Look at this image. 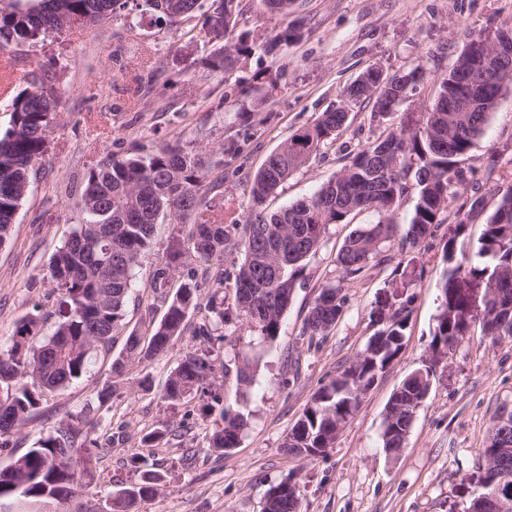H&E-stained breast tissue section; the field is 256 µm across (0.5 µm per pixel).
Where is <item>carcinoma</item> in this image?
I'll list each match as a JSON object with an SVG mask.
<instances>
[{
	"label": "carcinoma",
	"mask_w": 512,
	"mask_h": 512,
	"mask_svg": "<svg viewBox=\"0 0 512 512\" xmlns=\"http://www.w3.org/2000/svg\"><path fill=\"white\" fill-rule=\"evenodd\" d=\"M148 2L159 18L172 24L191 21L200 8L199 0ZM214 2L213 13L203 27L204 38L213 44V50L200 60L207 76L226 74L257 52L273 55L298 38L297 28L288 25L266 41L247 31L226 41L225 35L238 24L241 0ZM127 5L128 0H10L7 8H0V51L12 45H33L51 33L68 30L71 21L95 24ZM463 69L474 85L467 95L457 89L458 70L450 68L418 126L390 130L356 152L313 196L270 217L259 207L314 153L336 139L349 119L345 107L322 113L313 125L296 131L267 156L252 179L256 209L242 224H226L220 216L204 210L210 154L203 149L164 144L146 155L111 156L91 169L78 203L81 220L51 260V276L59 290L54 331L41 335V318L31 314L17 326L10 348L0 353V447H8L10 437L26 424L43 396L80 378L94 352L109 346L112 336L125 327L134 269L161 219L181 224L186 216H195L186 236L173 246L175 258L182 255L183 243L206 256L222 255L233 248L243 252L235 274L233 306L262 342L279 335L298 275L305 260L320 249L327 225L345 224L352 214L368 209L378 215L377 223L355 231L338 251L337 264L349 279L363 275L371 263L383 262L381 254L392 242L395 216L406 197H412L414 205L408 228L398 240L399 250L414 248L434 236L466 183L465 171L459 166L461 158L473 148L499 99L512 89V69L492 87L479 83V63L468 60ZM423 77L418 66L392 76H383L379 67L370 66L344 88L343 96L351 102L373 101V118L384 120ZM57 81L54 65H42L29 86L11 98L10 125L0 134L1 241L8 237L28 192L33 163L48 151L47 130L61 102ZM276 83L277 78L270 74L258 75L248 91L255 94L256 104L262 105ZM496 195V206L473 249L448 240L450 267L441 280L442 304L431 340L433 348L440 343L453 347L458 337L477 327L493 342L512 338V187L499 189ZM484 210V195H472L454 212L458 230H464L470 219ZM171 269V263H164L155 270L150 284L164 307L162 318L146 340L135 330L128 334L123 351L113 360L116 376H122L130 363L140 364L168 352L183 335L189 314L200 307L198 285L191 280L182 282L173 296L165 293ZM473 283L493 289L481 313L463 292ZM225 299L218 290L210 297L207 317L193 332L199 348L180 359L164 386L163 399L169 404L209 398L211 402L201 410L205 414L215 410L217 396L207 394V387L214 385L217 360L210 344L214 327L224 325L228 317ZM346 303L341 287L321 288L308 311L303 333L326 335ZM407 318L408 306L404 305L354 361L315 392L283 442L287 451L314 448L321 455L332 447L336 418L353 416L375 369L399 356ZM256 369L254 360L239 362V397L247 396ZM429 392L428 384L413 372L393 393L380 434L385 452L396 454L404 447L412 417ZM219 416L222 425L214 429L210 447L225 453L239 445L246 420L240 414L229 415L226 409ZM502 416L500 409L493 418L479 453L482 460L502 445H512V435L497 428ZM80 434L81 429L68 425L40 437L36 446L0 470V497L17 495L38 502L72 496L92 477L91 459L77 456V447H85L76 444ZM171 435L172 429L163 426L145 434L142 442L156 447ZM130 467L139 471V480L121 489L114 512H133L138 502L160 490L161 475L144 468L139 457H131ZM485 479L493 488L504 485L502 494L511 498L512 460L501 471L485 470ZM301 503V488L281 482L268 490L263 512H301Z\"/></svg>",
	"instance_id": "1"
}]
</instances>
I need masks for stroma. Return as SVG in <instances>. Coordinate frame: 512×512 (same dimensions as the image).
I'll return each instance as SVG.
<instances>
[{
    "instance_id": "obj_1",
    "label": "stroma",
    "mask_w": 512,
    "mask_h": 512,
    "mask_svg": "<svg viewBox=\"0 0 512 512\" xmlns=\"http://www.w3.org/2000/svg\"><path fill=\"white\" fill-rule=\"evenodd\" d=\"M241 6L239 30L269 38L291 24L300 27V40L276 55L246 58L224 76L203 78L195 65L209 47L200 21L172 26L159 21L143 0H133L98 25L20 47L24 68L0 81L22 89L47 55L56 54L61 107L48 130L49 150L35 162L11 235L0 245V351L32 311L40 312L43 333L53 330L58 294L49 273L51 258L79 221L88 171L107 157L175 142L210 147L214 172L206 202L214 212L242 220L253 207L251 182L265 158L322 112L345 104L344 87L363 70L375 65L392 75L423 69L417 92L386 121L373 119L371 102L347 104L348 123L332 146L311 156L266 200L265 212L274 213L312 196L387 127L415 124L471 36L495 37L512 21V0H294L285 17L270 13L263 0H242ZM259 71L281 77L273 97L244 121L239 114L247 101L241 88ZM461 165L475 180L490 176L500 188L512 186V91L502 96ZM377 220L376 213L362 211L350 223L327 226L320 249L305 262L279 336L258 350L255 384L243 400L236 397V360L226 350L234 339L238 351L247 352L249 330L237 317L224 324L215 352L226 365L216 371V391L223 407L247 421L237 448L225 453L210 448L217 421L202 414L198 401L172 409L162 398L171 371L195 345L190 329L202 317L197 311L167 354L127 366L120 380L124 396L94 428H83L84 437L102 442L92 451L91 484L68 500L36 504V512H103L113 492L134 482L127 466L134 455L151 464L164 483L137 512H262L269 488L288 479L302 486V512H464L468 491L481 474L478 451L491 421L501 405H512V340L495 343L477 332L463 339L438 365L404 448L386 454L380 432L392 394L431 355L447 268L445 244L452 237L476 244L483 221L475 219L461 232L455 218H447L435 238L402 252L390 250L389 261L365 277L342 279L339 248ZM178 230L166 220L156 224L136 269L127 304L129 328L146 331L152 274ZM241 260L235 250L211 260L187 253L174 280L193 278L204 304L216 289L232 293ZM335 283L348 296L344 312L326 335L307 339L302 331L309 307L322 286ZM404 304L411 313L401 354L333 448L312 460L285 455L282 442L313 394L355 360L382 329L384 317ZM125 340V334L114 336L111 350L98 351L87 373L43 398L12 447L0 448V468L32 448L42 433L77 423L87 404L115 380L112 361ZM145 377L151 381L147 390L139 385ZM163 424L178 430V437L161 448L144 447L142 436Z\"/></svg>"
}]
</instances>
